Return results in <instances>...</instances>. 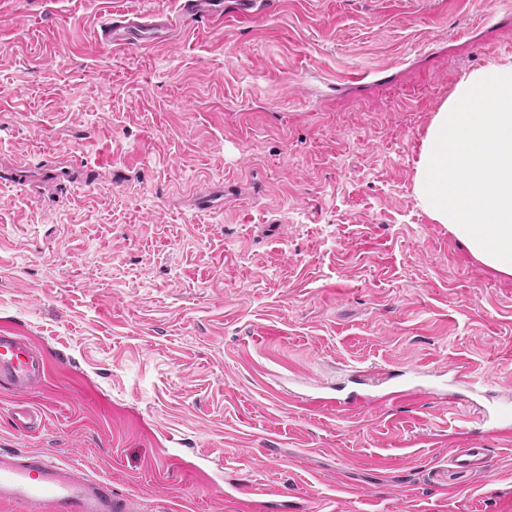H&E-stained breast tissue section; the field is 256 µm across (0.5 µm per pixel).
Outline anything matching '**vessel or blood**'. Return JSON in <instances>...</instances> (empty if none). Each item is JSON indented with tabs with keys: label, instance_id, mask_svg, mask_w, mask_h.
Instances as JSON below:
<instances>
[{
	"label": "vessel or blood",
	"instance_id": "1",
	"mask_svg": "<svg viewBox=\"0 0 512 512\" xmlns=\"http://www.w3.org/2000/svg\"><path fill=\"white\" fill-rule=\"evenodd\" d=\"M165 30L162 22L148 20L115 4L104 8L101 39L106 46L150 49ZM49 363L24 333L0 326V385L12 390H34L47 377ZM455 469L487 472L493 460L484 448H457L451 456ZM18 506L22 512H135L131 500L116 492L111 481L87 474L79 467L54 461L39 450H0V507ZM278 490L261 489L249 501V512H286Z\"/></svg>",
	"mask_w": 512,
	"mask_h": 512
}]
</instances>
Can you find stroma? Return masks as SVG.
I'll list each match as a JSON object with an SVG mask.
<instances>
[{"label": "stroma", "instance_id": "35a3bbf8", "mask_svg": "<svg viewBox=\"0 0 512 512\" xmlns=\"http://www.w3.org/2000/svg\"><path fill=\"white\" fill-rule=\"evenodd\" d=\"M180 2L121 0L178 20L142 53L100 42L102 0H0V323L53 365L0 388V449L140 512H239L258 487L293 512H512V441L470 433L512 410V276L415 193L436 114L512 63V15L275 0L226 24ZM395 371L418 396L308 404ZM466 446L491 474L455 472ZM451 463L462 472H489L493 467L492 457L486 448H454Z\"/></svg>", "mask_w": 512, "mask_h": 512}]
</instances>
